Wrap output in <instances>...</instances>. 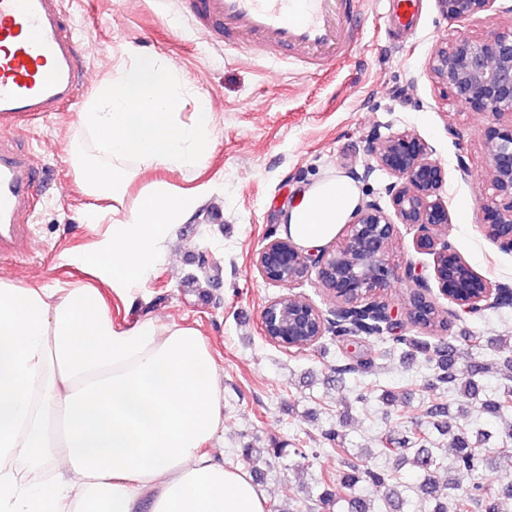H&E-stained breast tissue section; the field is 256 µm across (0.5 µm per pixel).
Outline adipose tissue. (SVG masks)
Instances as JSON below:
<instances>
[{
  "mask_svg": "<svg viewBox=\"0 0 512 512\" xmlns=\"http://www.w3.org/2000/svg\"><path fill=\"white\" fill-rule=\"evenodd\" d=\"M187 85L177 68L134 55L79 118L111 166L77 159L91 195L123 203L151 168L194 170L216 131L210 102L183 119ZM209 184L144 186L128 214L105 225L86 280L55 287L0 278V512H268L241 469L212 443L224 428L222 376L191 325L144 318L116 324L104 289L137 296L179 224ZM342 178L302 193L285 231L301 246L332 240L356 208ZM47 471L33 482L28 470Z\"/></svg>",
  "mask_w": 512,
  "mask_h": 512,
  "instance_id": "ef3b65f1",
  "label": "adipose tissue"
}]
</instances>
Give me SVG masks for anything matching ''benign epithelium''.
Masks as SVG:
<instances>
[{"label": "benign epithelium", "mask_w": 512, "mask_h": 512, "mask_svg": "<svg viewBox=\"0 0 512 512\" xmlns=\"http://www.w3.org/2000/svg\"><path fill=\"white\" fill-rule=\"evenodd\" d=\"M497 0H438L448 21L463 24L477 14L491 17ZM430 69L452 92L463 109L487 118L482 134L484 177L492 193L480 205L481 233L504 251H512V26L483 40L464 31L437 46ZM372 161L363 170L350 167L358 181L375 170L394 181L386 187L390 209L370 200L359 206L332 248L302 250L287 238L268 241L256 254L261 277L289 288L313 275L336 306L326 316L310 303L286 293L270 300L261 312V332L270 342L289 350V336H305L304 349L335 329L350 330L363 315L393 324L405 315L415 320L419 305H435L432 289L417 266L409 261L403 273L393 263L399 225L416 228L412 246L418 254L433 256L439 294L464 312L512 306V289L475 272L448 241L450 214L442 190L448 170L432 158L430 147L413 131L374 136L368 146ZM402 276L408 285L403 305L385 294L391 279Z\"/></svg>", "instance_id": "obj_1"}]
</instances>
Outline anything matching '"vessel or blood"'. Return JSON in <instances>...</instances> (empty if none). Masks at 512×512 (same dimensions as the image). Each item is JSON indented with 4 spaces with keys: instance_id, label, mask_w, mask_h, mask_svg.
<instances>
[{
    "instance_id": "obj_1",
    "label": "vessel or blood",
    "mask_w": 512,
    "mask_h": 512,
    "mask_svg": "<svg viewBox=\"0 0 512 512\" xmlns=\"http://www.w3.org/2000/svg\"><path fill=\"white\" fill-rule=\"evenodd\" d=\"M191 13L225 46L273 67L330 68L361 35L351 0H193ZM87 75L62 0H0V125L77 107ZM41 181L34 154L0 137L1 260L30 239Z\"/></svg>"
}]
</instances>
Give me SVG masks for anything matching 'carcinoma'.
<instances>
[{
  "mask_svg": "<svg viewBox=\"0 0 512 512\" xmlns=\"http://www.w3.org/2000/svg\"><path fill=\"white\" fill-rule=\"evenodd\" d=\"M417 352L433 366L435 389H448L460 394L469 395L478 402V410L495 418H501L512 410V336H500L495 339V349L507 354L505 368L511 371L507 376L508 383L496 392L480 396L478 379L486 370L483 363L473 361L463 368L457 366L458 352L453 343L432 346L426 343L416 345ZM374 367L371 359L361 360L355 366L343 365L336 368L334 382L341 383L344 376L355 372H368ZM449 405L442 397L428 402L423 414L434 420L435 428L442 435L448 434ZM470 411L459 410L458 417L462 424L452 433L450 447L453 450L452 462L448 463L438 455L434 442L428 433L418 430L413 437V465L420 477L417 486L422 498L432 504L429 512H471L473 508H482L484 512H503L506 502H512V424L498 433L502 447L495 449L494 454L487 453L479 447L480 442L491 437V433L482 432L480 438L474 440L469 434L468 423ZM379 453L401 463L405 459L407 448L399 439L389 433L378 438ZM280 448H244L243 459L251 465V471L258 476L256 462L263 461L267 466L271 460L280 456ZM495 469L501 472L502 478L497 482H487L484 473ZM469 478L467 485H462L459 476ZM339 484L349 491L346 499L347 509L344 512H404L405 500L398 490L400 486L399 470H380L354 461L344 463V469L338 474ZM367 483L375 487L387 489L384 496V510L379 511L374 501L359 491L361 484Z\"/></svg>",
  "mask_w": 512,
  "mask_h": 512,
  "instance_id": "carcinoma-1",
  "label": "carcinoma"
}]
</instances>
